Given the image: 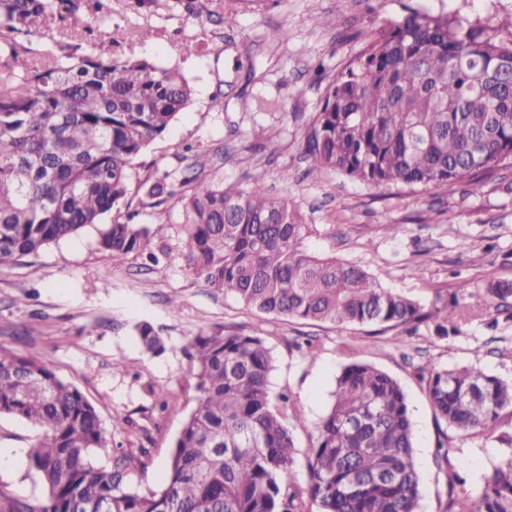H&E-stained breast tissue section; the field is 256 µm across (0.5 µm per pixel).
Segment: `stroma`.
Listing matches in <instances>:
<instances>
[{"label": "stroma", "mask_w": 512, "mask_h": 512, "mask_svg": "<svg viewBox=\"0 0 512 512\" xmlns=\"http://www.w3.org/2000/svg\"><path fill=\"white\" fill-rule=\"evenodd\" d=\"M207 3L154 0L137 8L133 0H112L89 39V51L98 54L132 46L160 65L178 67L193 89L192 105L136 159L134 183L120 206L156 233V261L102 253L90 230L0 268V346L47 360L80 390L97 408L110 441L97 451V463L128 457L130 482L141 491L161 488L174 441L197 405L186 339L222 327L259 331L274 359L272 395L291 394L302 406L289 422L299 482L308 480L304 453L332 402L337 375L350 362L365 361L397 379L407 394L421 512H441L452 489L478 495L501 450L488 435L449 430V457L461 479L449 487L435 464L440 424L416 370L473 364L512 379L507 313L493 323L470 315L447 338L421 325L409 360L388 331L262 315L213 294L187 269L178 209L170 202L152 205L138 184L179 174L191 152L206 159L202 187L246 185L261 164L270 193L312 226L303 241L309 252L360 265L425 307L466 298L492 280H512V166L486 177L476 194L464 180L426 191L371 190L338 173L311 171L301 154L306 122L326 83L365 48L362 31L410 7L504 17L512 14V0H224L218 21L209 18ZM278 27L290 32L280 46L268 39ZM186 43L193 46L187 55L180 51ZM217 95L223 98L219 109L212 104ZM285 170L286 181L280 177ZM390 224L406 230L390 236ZM142 323L163 337V353L143 349L135 331ZM26 326L33 335H22ZM36 434L26 422L0 416V449L13 456L0 468V482L31 500L44 495L27 464Z\"/></svg>", "instance_id": "1"}]
</instances>
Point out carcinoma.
Masks as SVG:
<instances>
[{"label":"carcinoma","instance_id":"cac0c4a2","mask_svg":"<svg viewBox=\"0 0 512 512\" xmlns=\"http://www.w3.org/2000/svg\"><path fill=\"white\" fill-rule=\"evenodd\" d=\"M110 0H0V267L85 230L113 257L154 259V234L134 215L105 217L122 203L134 161L192 101L177 67L134 49L105 57L85 48L90 25L61 35L65 53L35 51L53 26L79 12L96 18ZM367 48L325 86L303 149L310 171H336L373 189L428 190L512 162V17L471 19L458 12L407 9L361 33ZM179 182H143L156 203L174 201L188 269L215 294L258 312L309 322L381 326L406 342L421 324L448 337L459 302L433 311L382 286L357 264L303 247L311 230L300 210L271 195L266 172L246 187L187 191ZM512 280L467 295V308L501 312ZM140 344L164 351L147 323ZM197 406L175 440L158 491L127 483L129 463L98 467L109 440L96 408L49 364L0 347V415L39 430L28 465L45 495L36 501L0 486V512H419L420 476L406 394L365 362L345 366L332 404L306 449L308 484L297 483L295 440L287 418L299 401L269 389L270 349L258 331L201 332L186 345ZM436 417L466 435L496 429L512 409V381L474 366L421 371ZM498 441L499 462L476 498L449 495L443 512H512V434Z\"/></svg>","mask_w":512,"mask_h":512}]
</instances>
